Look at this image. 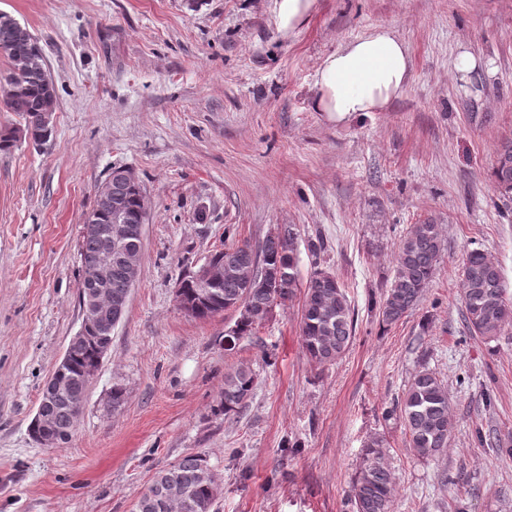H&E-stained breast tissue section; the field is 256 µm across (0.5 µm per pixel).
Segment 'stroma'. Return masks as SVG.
<instances>
[{
    "label": "stroma",
    "instance_id": "stroma-1",
    "mask_svg": "<svg viewBox=\"0 0 512 512\" xmlns=\"http://www.w3.org/2000/svg\"><path fill=\"white\" fill-rule=\"evenodd\" d=\"M0 11L38 40L57 90L50 137L0 151V512H133L158 470L195 454L221 483L213 512H349L374 435L395 476L392 512H512V456L477 437L512 431V328L488 343L461 318L467 251L484 250L512 288V203L491 177L512 139V0H317L287 38L267 0H0ZM377 24L409 47L402 95L348 122L314 111L322 57ZM466 52L476 74L456 68ZM119 166L147 195L140 279L72 440L42 448L29 425L81 322L84 217ZM430 217L445 239L436 275L383 326L375 303L399 242ZM280 224L298 230L300 277L322 269L347 292L356 335L336 364L304 354L302 295L230 350L238 311L197 319L175 302L211 254ZM242 364L252 398L237 417L213 415ZM425 368L453 415L447 451L429 458L383 416Z\"/></svg>",
    "mask_w": 512,
    "mask_h": 512
}]
</instances>
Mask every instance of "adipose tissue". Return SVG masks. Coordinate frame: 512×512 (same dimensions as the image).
Listing matches in <instances>:
<instances>
[{
	"label": "adipose tissue",
	"instance_id": "1",
	"mask_svg": "<svg viewBox=\"0 0 512 512\" xmlns=\"http://www.w3.org/2000/svg\"><path fill=\"white\" fill-rule=\"evenodd\" d=\"M316 0H269L277 31L285 37L311 17ZM404 39L386 25L348 39L322 59L313 82L312 107L339 121L385 111L411 79Z\"/></svg>",
	"mask_w": 512,
	"mask_h": 512
}]
</instances>
